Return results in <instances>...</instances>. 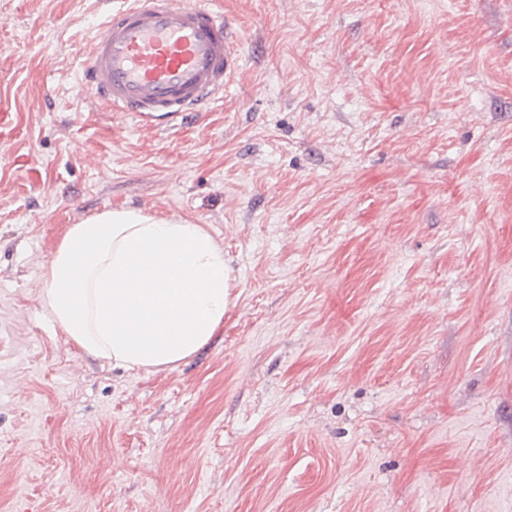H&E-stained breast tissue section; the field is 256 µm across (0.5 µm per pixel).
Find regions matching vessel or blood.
<instances>
[{
  "label": "vessel or blood",
  "instance_id": "b4317fda",
  "mask_svg": "<svg viewBox=\"0 0 512 512\" xmlns=\"http://www.w3.org/2000/svg\"><path fill=\"white\" fill-rule=\"evenodd\" d=\"M239 68L237 31L207 0H119L81 84L111 111L175 126L223 98Z\"/></svg>",
  "mask_w": 512,
  "mask_h": 512
}]
</instances>
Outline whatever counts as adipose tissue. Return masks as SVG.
Returning a JSON list of instances; mask_svg holds the SVG:
<instances>
[{
  "label": "adipose tissue",
  "instance_id": "adipose-tissue-1",
  "mask_svg": "<svg viewBox=\"0 0 512 512\" xmlns=\"http://www.w3.org/2000/svg\"><path fill=\"white\" fill-rule=\"evenodd\" d=\"M232 286L224 250L204 225L113 209L68 228L39 300L88 354L151 372L175 367L216 335Z\"/></svg>",
  "mask_w": 512,
  "mask_h": 512
}]
</instances>
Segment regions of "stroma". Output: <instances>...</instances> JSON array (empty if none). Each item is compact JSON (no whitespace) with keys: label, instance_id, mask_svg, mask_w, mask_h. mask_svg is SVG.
Returning <instances> with one entry per match:
<instances>
[{"label":"stroma","instance_id":"obj_1","mask_svg":"<svg viewBox=\"0 0 512 512\" xmlns=\"http://www.w3.org/2000/svg\"><path fill=\"white\" fill-rule=\"evenodd\" d=\"M241 68L142 126L79 73L109 0H0V512H512V0H211ZM206 225L171 369L39 304L70 225Z\"/></svg>","mask_w":512,"mask_h":512}]
</instances>
